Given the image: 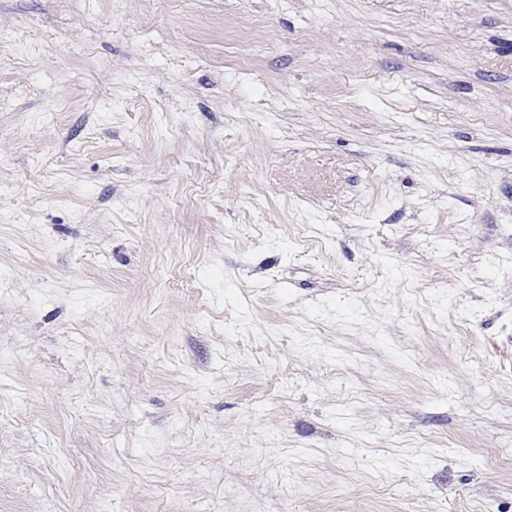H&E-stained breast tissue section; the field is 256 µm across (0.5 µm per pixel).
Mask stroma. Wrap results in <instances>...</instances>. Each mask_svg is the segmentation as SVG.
<instances>
[{"label": "stroma", "mask_w": 512, "mask_h": 512, "mask_svg": "<svg viewBox=\"0 0 512 512\" xmlns=\"http://www.w3.org/2000/svg\"><path fill=\"white\" fill-rule=\"evenodd\" d=\"M0 512H512V0H0Z\"/></svg>", "instance_id": "stroma-1"}]
</instances>
